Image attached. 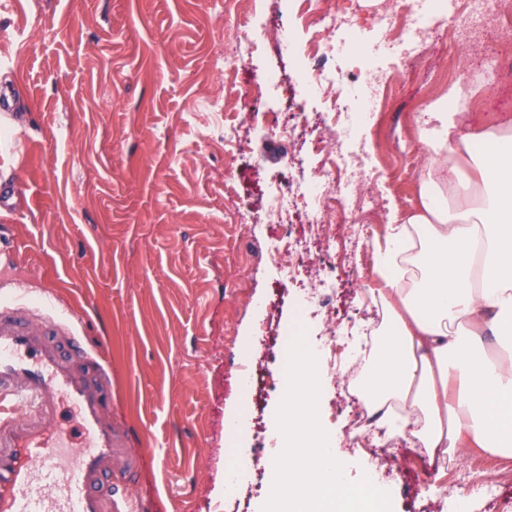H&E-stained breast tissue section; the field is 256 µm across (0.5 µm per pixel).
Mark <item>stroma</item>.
I'll return each mask as SVG.
<instances>
[{"instance_id": "35a3bbf8", "label": "stroma", "mask_w": 512, "mask_h": 512, "mask_svg": "<svg viewBox=\"0 0 512 512\" xmlns=\"http://www.w3.org/2000/svg\"><path fill=\"white\" fill-rule=\"evenodd\" d=\"M358 10L349 57L377 53L379 0H335ZM292 0H256L246 65L225 75L211 49L224 40V0H23L0 10V83L11 81L19 106L0 126V173L13 176L30 211H0V234L16 249L0 253V277L33 297L53 300L82 321L79 338L110 376L112 423L141 460L116 453L112 472L125 497L154 496L153 512H224V480L271 455L273 441L254 425L275 416L280 396L258 393L239 435L229 410L246 361H281L277 337L303 325L318 333L325 315L281 283L267 245V187L291 175L318 177L310 128L276 133L264 112L306 111L321 122L325 104L310 94L289 57L274 53L269 20L293 22ZM469 54L449 19L421 59L399 64L374 115L358 114L345 158L366 157L380 215L340 206L335 287L326 289L337 330L367 319L377 282L370 256L385 227L413 212L428 177L419 139L424 112L462 89L461 132L512 123V86L475 79L454 60ZM278 73L287 93L262 83ZM240 139L225 142V124ZM25 127L29 142L18 141ZM242 214L227 223L228 207ZM266 336H258L259 325ZM319 419L338 455L360 481L373 463L411 460L417 481L385 479L392 512H449V471L432 466L407 440L376 432L353 438L340 384L321 395ZM478 479L501 478L500 498L473 512H512V461L473 451L463 456Z\"/></svg>"}]
</instances>
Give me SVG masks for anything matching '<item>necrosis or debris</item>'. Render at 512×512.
I'll list each match as a JSON object with an SVG mask.
<instances>
[{
  "label": "necrosis or debris",
  "mask_w": 512,
  "mask_h": 512,
  "mask_svg": "<svg viewBox=\"0 0 512 512\" xmlns=\"http://www.w3.org/2000/svg\"><path fill=\"white\" fill-rule=\"evenodd\" d=\"M253 0H224L225 15L234 16L235 26L226 29L223 43L214 47L223 56L224 69L238 71L250 49L246 19ZM296 20L305 34L306 42L297 46L303 76L310 87L318 91L329 109L332 129L312 141L314 151L325 159L318 181L312 183L286 182L272 187L268 194L267 215L278 230L269 242V251L277 261L283 279L301 282L305 259L315 254L318 285L334 287L336 281V252L322 247L326 228L334 217L330 212L327 193L349 194L351 187L370 178L365 167L344 162L333 164L344 139L350 138L352 126L341 119L335 108L338 100L368 103L380 97L393 80L392 73L380 69L364 57L351 68L343 69L334 63L338 40L346 39L354 27L351 16L337 14L335 0H299ZM381 41L390 54L402 46L422 51L434 27L427 15L415 12L409 0H392L391 6L377 22ZM350 195V194H349ZM319 244L311 252V244Z\"/></svg>",
  "instance_id": "necrosis-or-debris-1"
}]
</instances>
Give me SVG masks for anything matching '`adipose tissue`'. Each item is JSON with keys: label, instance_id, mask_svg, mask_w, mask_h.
<instances>
[{"label": "adipose tissue", "instance_id": "ef3b65f1", "mask_svg": "<svg viewBox=\"0 0 512 512\" xmlns=\"http://www.w3.org/2000/svg\"><path fill=\"white\" fill-rule=\"evenodd\" d=\"M458 127L448 98L430 107V185L373 248L376 340L352 358L383 439L414 441L441 470L472 448L512 459V128ZM476 191L453 213L435 201Z\"/></svg>", "mask_w": 512, "mask_h": 512}]
</instances>
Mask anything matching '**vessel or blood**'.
Instances as JSON below:
<instances>
[{"label": "vessel or blood", "instance_id": "b4317fda", "mask_svg": "<svg viewBox=\"0 0 512 512\" xmlns=\"http://www.w3.org/2000/svg\"><path fill=\"white\" fill-rule=\"evenodd\" d=\"M68 316L0 280V512H112L110 385Z\"/></svg>", "mask_w": 512, "mask_h": 512}]
</instances>
